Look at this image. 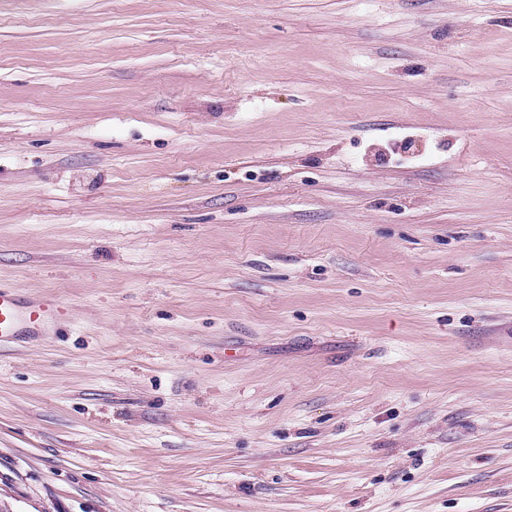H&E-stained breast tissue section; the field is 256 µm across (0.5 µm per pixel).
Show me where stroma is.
<instances>
[{
    "label": "stroma",
    "mask_w": 512,
    "mask_h": 512,
    "mask_svg": "<svg viewBox=\"0 0 512 512\" xmlns=\"http://www.w3.org/2000/svg\"><path fill=\"white\" fill-rule=\"evenodd\" d=\"M10 512H512V0H0ZM54 297L23 300L13 288L0 286V347L19 336L39 335L68 315Z\"/></svg>",
    "instance_id": "obj_1"
}]
</instances>
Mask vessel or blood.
I'll use <instances>...</instances> for the list:
<instances>
[{"label": "vessel or blood", "instance_id": "obj_1", "mask_svg": "<svg viewBox=\"0 0 512 512\" xmlns=\"http://www.w3.org/2000/svg\"><path fill=\"white\" fill-rule=\"evenodd\" d=\"M68 313L54 297L22 299L16 290L0 286V346L21 336L45 333Z\"/></svg>", "mask_w": 512, "mask_h": 512}]
</instances>
